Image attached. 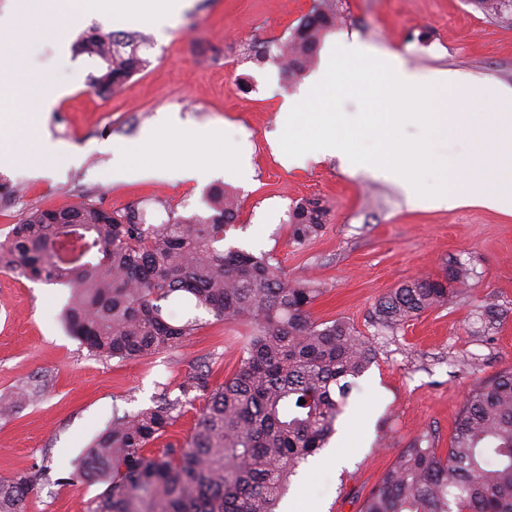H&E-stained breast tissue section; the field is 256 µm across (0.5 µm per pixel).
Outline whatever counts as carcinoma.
I'll use <instances>...</instances> for the list:
<instances>
[{
  "label": "carcinoma",
  "instance_id": "obj_1",
  "mask_svg": "<svg viewBox=\"0 0 512 512\" xmlns=\"http://www.w3.org/2000/svg\"><path fill=\"white\" fill-rule=\"evenodd\" d=\"M484 14L512 17L504 0H470ZM336 26L332 0H320L280 42L254 51L299 81ZM135 32L78 36L75 51L101 64L91 86L120 88L147 59ZM208 211L149 222L133 205L107 210L85 199L61 210L31 209L0 240V268L71 290L64 320L94 354L135 359L178 348L199 329V313L245 324L238 369L210 388V365L182 388L205 395L182 445L154 447L191 403L167 395L152 407L115 415L76 464L71 480L105 485L89 512H276L290 478L325 447L354 387L376 356L370 339L342 319L316 322L320 289L290 281L265 254L225 247L238 218L236 196L215 187ZM328 208L303 199L289 211L292 239L316 236ZM467 270L406 282L383 297L373 321L401 326L442 306ZM186 315L170 320L161 302ZM305 403H300V400ZM47 478L43 467L0 478V512H27ZM360 512H512V370L467 393L447 452L424 431L395 451Z\"/></svg>",
  "mask_w": 512,
  "mask_h": 512
}]
</instances>
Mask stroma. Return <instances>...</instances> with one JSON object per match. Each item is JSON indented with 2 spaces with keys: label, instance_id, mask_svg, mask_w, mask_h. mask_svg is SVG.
Listing matches in <instances>:
<instances>
[{
  "label": "stroma",
  "instance_id": "1",
  "mask_svg": "<svg viewBox=\"0 0 512 512\" xmlns=\"http://www.w3.org/2000/svg\"><path fill=\"white\" fill-rule=\"evenodd\" d=\"M318 0H173L165 32L146 27L139 49L148 66L121 91L89 85V62L61 38L0 41V57L40 74L65 94L45 120L50 139L75 159L0 164V239L31 208L58 210L84 197L119 209L136 203L154 213L166 202L181 214L203 211L209 185L160 176L112 179L111 144L132 142L161 117L173 126L219 133L245 143L249 166L213 184L234 192L239 217L225 245L272 256L288 279L320 284L314 319H342L368 336L375 361L357 383L337 434L349 462L339 470L309 461L291 495L318 500L322 512H360L390 466L395 449L423 431L447 451L469 389L512 368V215L481 207H410L396 184L339 158L288 164L276 147L279 112L302 99L308 79L287 83L278 65L257 64L256 49L286 37ZM339 21L319 50L357 37L375 53H396L419 72L456 70L512 87V20L484 15L469 0H335ZM317 198L329 215L321 232L297 245L289 210ZM469 270L448 304L395 329L371 322L376 302L402 283L437 276L448 264ZM69 288L0 270V396L25 404L0 413V477L49 464L28 512H88L102 485L69 483L72 461L114 412L153 406L178 395L201 362L211 385L238 367L244 325L202 315L199 330L175 349L124 359L99 358L69 331L62 314ZM500 315L489 322L485 308Z\"/></svg>",
  "mask_w": 512,
  "mask_h": 512
}]
</instances>
